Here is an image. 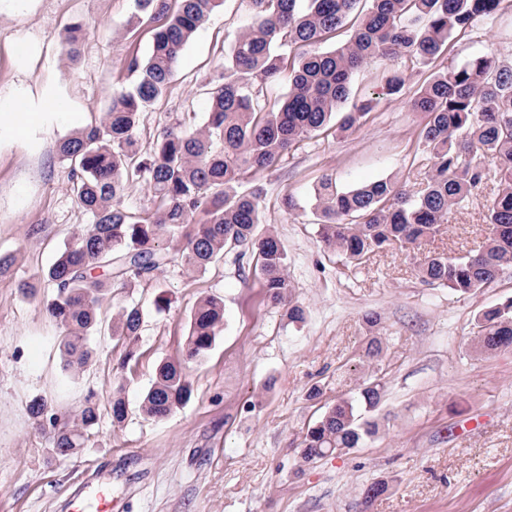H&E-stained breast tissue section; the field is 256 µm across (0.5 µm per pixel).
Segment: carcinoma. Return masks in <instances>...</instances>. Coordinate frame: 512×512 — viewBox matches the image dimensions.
<instances>
[{
	"instance_id": "1",
	"label": "carcinoma",
	"mask_w": 512,
	"mask_h": 512,
	"mask_svg": "<svg viewBox=\"0 0 512 512\" xmlns=\"http://www.w3.org/2000/svg\"><path fill=\"white\" fill-rule=\"evenodd\" d=\"M134 0L137 12L164 17L150 54L133 58L132 90L113 94L98 126L61 141L59 156L70 162L72 190L90 214L89 229L74 235L43 278L54 295L43 301L63 329L66 367L82 369L92 360L90 336L98 328L100 302L117 284L132 288L150 282L169 262L168 245L180 246L189 270L204 273L228 247H251L255 271L267 299L284 310L290 324L305 321V308L292 297L287 252L277 235L255 238L265 190L248 178L274 171L284 154L338 121L347 132L377 106L369 97L336 118L350 95L355 71L370 63L406 56L422 66L434 63L448 40L480 17H491L504 0H243L253 22L234 37L210 91L206 122L164 129L146 156L137 153L135 131L142 114L172 81L184 47L223 0ZM343 29L346 42L324 44ZM287 82L288 91L271 98ZM427 115L419 134L433 157L425 184L416 193L403 182L379 179L342 188L331 174L314 190L317 233L325 248L347 264H360L394 245L418 248L438 235L453 212L469 202L488 175L499 182L487 201L486 236L477 251L432 252L417 260L419 278L462 294L495 281L512 265V63L492 50L434 72L411 101ZM141 180L156 206L145 217L120 206L129 184ZM203 221L193 224L199 210ZM143 312L123 306L109 327L124 340L121 367L135 361ZM224 325V302L201 299L189 317L186 354L163 361L142 400V411L161 420L193 396L186 362L203 357ZM473 334L483 351L512 347V300L479 310ZM382 398L376 379L360 394L325 407L303 440L301 458L316 461L349 453L378 435L368 416ZM29 412L53 427L61 455L85 447L97 424V404L86 399L72 420L59 425L43 400Z\"/></svg>"
}]
</instances>
